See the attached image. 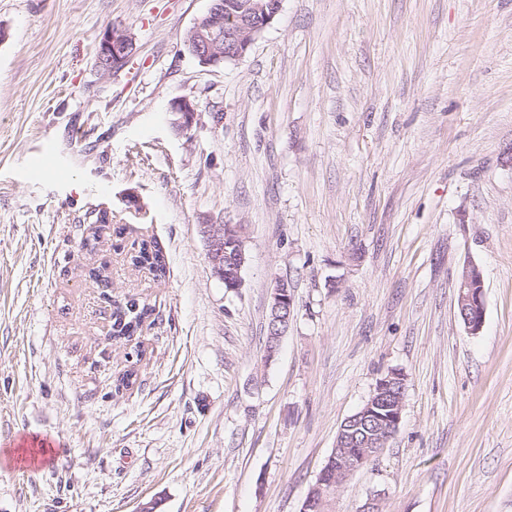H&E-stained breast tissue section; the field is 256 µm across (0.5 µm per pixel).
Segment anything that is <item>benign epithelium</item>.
<instances>
[{
	"label": "benign epithelium",
	"mask_w": 512,
	"mask_h": 512,
	"mask_svg": "<svg viewBox=\"0 0 512 512\" xmlns=\"http://www.w3.org/2000/svg\"><path fill=\"white\" fill-rule=\"evenodd\" d=\"M279 0H242V2L225 7L224 0H210L207 10L206 25L194 22L187 37L198 48V55L204 65H216L221 62H235L242 59L250 50L261 32L274 20L280 10ZM135 53V43L130 32L119 25L109 24L105 27L96 50V66L99 71L110 76L123 70ZM172 111L178 115L177 124L183 129L191 127L196 109L187 99L173 103ZM482 276L475 266H466L459 276L457 303L463 313V323L467 329L476 334L484 321ZM274 298L278 307L284 308V315L271 324L274 336H284L291 319V301L288 298V286L282 281L275 282ZM390 383L383 379L378 381L369 405L389 409L386 422L389 428L396 429L401 420L402 398L392 402L385 401V392Z\"/></svg>",
	"instance_id": "1"
}]
</instances>
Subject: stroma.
Here are the masks:
<instances>
[{
  "label": "stroma",
  "instance_id": "1",
  "mask_svg": "<svg viewBox=\"0 0 512 512\" xmlns=\"http://www.w3.org/2000/svg\"><path fill=\"white\" fill-rule=\"evenodd\" d=\"M208 7L0 0V512H302L391 370L399 428L330 512H512V0H282L218 67L183 46ZM113 23L136 51L105 76ZM207 224L244 227L238 291ZM143 239L163 281L125 258ZM131 299L150 325L110 340ZM482 276L475 266H466L459 276L457 303L463 313V323L475 334L480 331L484 321V302ZM275 285H276V287L273 288V290H275L274 298L276 299V301L278 303L277 307H280L282 310H284V312H286V315H280V317H278L271 324L270 329L272 332V334H271L272 336H270L269 327H270V323L273 321V319H274L273 317L275 315V312H274L275 311V302L271 296V300L269 303V311H268V322H267V334H266L265 347H266V352L273 349L274 355L276 354L278 345H279L278 338L275 336H280V338H281L288 331V326H289L291 315H292L291 305H292V309H294V303H291L290 299L288 298V286L286 284L284 285L282 280L276 281L274 286ZM285 303L287 305L286 308L283 307ZM278 322L281 323V327H279L277 325ZM273 356H271L269 354V355H267V359L269 360Z\"/></svg>",
  "mask_w": 512,
  "mask_h": 512
}]
</instances>
